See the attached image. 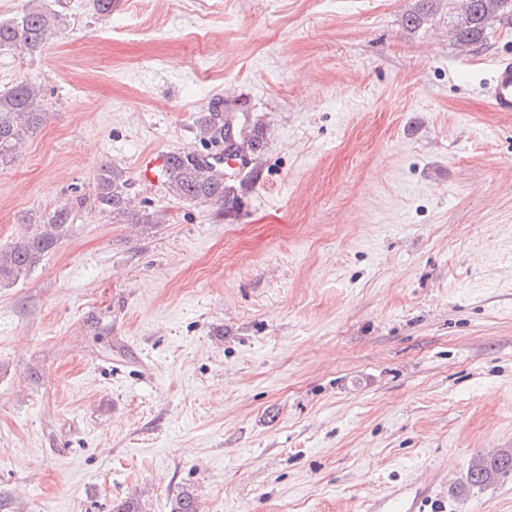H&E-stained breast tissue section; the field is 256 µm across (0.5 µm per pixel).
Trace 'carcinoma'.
Masks as SVG:
<instances>
[{
    "label": "carcinoma",
    "instance_id": "obj_1",
    "mask_svg": "<svg viewBox=\"0 0 512 512\" xmlns=\"http://www.w3.org/2000/svg\"><path fill=\"white\" fill-rule=\"evenodd\" d=\"M445 0H415L403 23L416 29L432 17ZM460 13L452 28L457 45H482L487 40L490 22L512 23V0H458ZM58 17L43 10L30 9L18 17L0 22V49L17 50L33 55L55 33ZM44 93L40 84L21 81L0 91V163L14 157L27 134L39 127L45 116ZM198 137L205 144L225 145L227 153L244 149L257 150L256 136L250 131L235 140L224 142V115L205 112L197 119ZM166 175L172 192L189 202H207L229 211L237 206L238 195L233 185L224 181V175L215 169L204 153H173L168 156ZM95 202L111 213L112 217H130L134 224H156L158 220L143 216L130 208L128 179L123 168L104 163L96 177ZM73 208L60 207L42 223L19 238L7 249H0V284L13 282L28 274L44 257L56 248L73 223ZM512 472V448H502L491 454H478L471 458L466 485L460 491L482 488L495 483Z\"/></svg>",
    "mask_w": 512,
    "mask_h": 512
}]
</instances>
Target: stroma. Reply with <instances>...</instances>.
<instances>
[{"label": "stroma", "instance_id": "35a3bbf8", "mask_svg": "<svg viewBox=\"0 0 512 512\" xmlns=\"http://www.w3.org/2000/svg\"><path fill=\"white\" fill-rule=\"evenodd\" d=\"M413 4L0 0L60 16L0 52L46 110L0 164V248L74 215L0 284V512H376L429 485L512 512V474L459 490L512 448V114L486 98L512 25L462 48L448 8L405 29ZM215 108L260 144L226 213L159 164ZM104 163L162 223L94 204ZM72 211L69 206L54 210L42 224H33V229L8 249H0V284L25 276L56 248L73 223ZM511 472L512 448H502L491 454H477L468 464L466 485L460 488V492L489 486Z\"/></svg>", "mask_w": 512, "mask_h": 512}]
</instances>
